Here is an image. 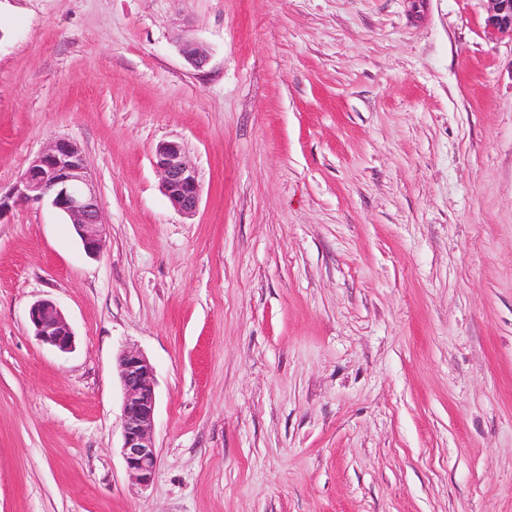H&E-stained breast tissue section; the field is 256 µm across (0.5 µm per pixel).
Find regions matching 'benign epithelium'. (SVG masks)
<instances>
[{
	"label": "benign epithelium",
	"instance_id": "benign-epithelium-1",
	"mask_svg": "<svg viewBox=\"0 0 512 512\" xmlns=\"http://www.w3.org/2000/svg\"><path fill=\"white\" fill-rule=\"evenodd\" d=\"M491 4L487 26L512 37V0H491ZM182 53L196 68L208 60L207 54L192 42L183 44ZM154 165L161 173L162 189L172 206L185 215L194 214L201 199V185L182 146L174 141L160 144ZM16 193L19 201L49 199L72 224L84 253L89 257L99 255L101 208L85 156L76 143L65 138L49 142L28 162ZM28 319L42 343L60 352L73 348L72 328L54 303H34L28 310ZM118 374L124 394L122 455L130 479L146 487L158 464L151 436L156 407L155 371L141 353L125 350L118 358Z\"/></svg>",
	"mask_w": 512,
	"mask_h": 512
}]
</instances>
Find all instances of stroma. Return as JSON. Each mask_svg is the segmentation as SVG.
<instances>
[{
  "mask_svg": "<svg viewBox=\"0 0 512 512\" xmlns=\"http://www.w3.org/2000/svg\"><path fill=\"white\" fill-rule=\"evenodd\" d=\"M488 8L0 0V512H512V38ZM57 138L100 198L95 258L15 200ZM40 300L71 352L35 337ZM125 349L155 369L144 490ZM154 165L162 176V189L172 206L185 215H193L200 203L201 185L194 166L185 158L182 146L170 141L160 144ZM28 319L35 336L43 343L60 352H69L74 345L72 328L57 306L47 300L30 306ZM118 374L124 394L121 448L126 471L132 481L147 487L158 464L151 436L156 407L155 371L141 353L125 350L118 358Z\"/></svg>",
  "mask_w": 512,
  "mask_h": 512,
  "instance_id": "obj_1",
  "label": "stroma"
}]
</instances>
